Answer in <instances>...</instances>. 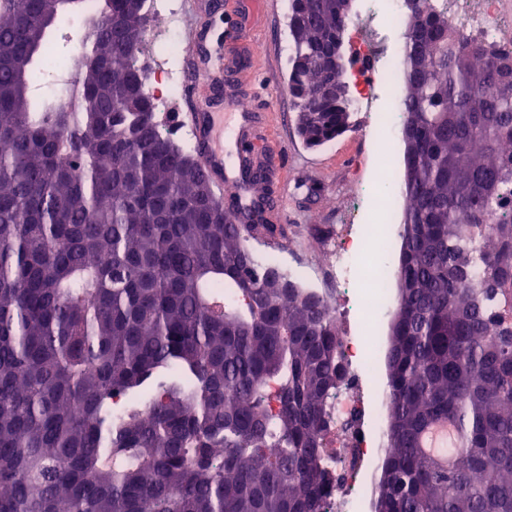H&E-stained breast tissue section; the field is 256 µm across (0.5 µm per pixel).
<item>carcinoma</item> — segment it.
I'll return each instance as SVG.
<instances>
[{
    "instance_id": "carcinoma-1",
    "label": "carcinoma",
    "mask_w": 512,
    "mask_h": 512,
    "mask_svg": "<svg viewBox=\"0 0 512 512\" xmlns=\"http://www.w3.org/2000/svg\"><path fill=\"white\" fill-rule=\"evenodd\" d=\"M143 0H0V512H324L329 399L344 379L324 300L269 280L249 240L273 203L220 194L155 121L136 65ZM353 0H290L288 83L306 141ZM88 15L76 105L31 109L48 29ZM407 198L385 337L377 512H512V53L408 10ZM458 445L421 447L439 423Z\"/></svg>"
}]
</instances>
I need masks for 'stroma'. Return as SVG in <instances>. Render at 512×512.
I'll return each instance as SVG.
<instances>
[{"label": "stroma", "mask_w": 512, "mask_h": 512, "mask_svg": "<svg viewBox=\"0 0 512 512\" xmlns=\"http://www.w3.org/2000/svg\"><path fill=\"white\" fill-rule=\"evenodd\" d=\"M187 30H199L207 56L233 60L224 71L225 91H238L251 108L274 107V126L267 140L282 147L288 159L283 170H272L277 197L268 219L276 236L257 229L250 244L256 254H277L292 265L321 256L350 230L360 195L377 192L373 162L387 133L373 123L369 112L353 115L351 128L334 141L309 147L296 125V112L288 88V55L282 43L288 36V15L283 6L267 0H187ZM259 73L263 93L253 86L238 87L235 66Z\"/></svg>", "instance_id": "stroma-1"}]
</instances>
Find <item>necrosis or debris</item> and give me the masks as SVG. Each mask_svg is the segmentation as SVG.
Listing matches in <instances>:
<instances>
[{"label":"necrosis or debris","mask_w":512,"mask_h":512,"mask_svg":"<svg viewBox=\"0 0 512 512\" xmlns=\"http://www.w3.org/2000/svg\"><path fill=\"white\" fill-rule=\"evenodd\" d=\"M143 9L149 17L150 36L147 48L137 56V66L147 91L163 109L184 93L183 73L170 61L185 50L186 3L145 0ZM448 13L464 35L496 43L503 25L512 22V0H448ZM380 31L378 19L360 16L345 27L344 34L355 44L359 61L352 73L358 85L354 107L359 110L367 106L375 87H386L390 97L386 107L377 111L375 121L394 128L401 110L398 90L406 48L401 45L394 52L376 55L373 36ZM376 177L388 189L387 194L376 195L372 201L380 224L361 225L358 234L341 239L324 254V263L334 269L335 284H318L301 270L289 273L302 287L319 294L337 317L350 316L368 326L366 334L341 337L345 377L332 401L331 427L323 448L332 482L325 512H350L353 502L366 500L370 492L366 477L380 454L374 442V434L382 425V393L375 358L381 345V321L389 307L385 290L391 273L371 260L370 244L381 224L396 223L405 200L395 190V166L379 168Z\"/></svg>","instance_id":"obj_1"}]
</instances>
